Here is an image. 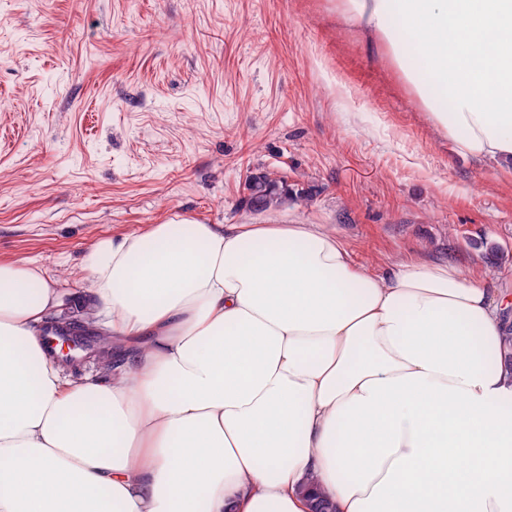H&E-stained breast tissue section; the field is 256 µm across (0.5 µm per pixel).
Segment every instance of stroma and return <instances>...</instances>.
Here are the masks:
<instances>
[{"instance_id": "stroma-1", "label": "stroma", "mask_w": 512, "mask_h": 512, "mask_svg": "<svg viewBox=\"0 0 512 512\" xmlns=\"http://www.w3.org/2000/svg\"><path fill=\"white\" fill-rule=\"evenodd\" d=\"M0 101V258L68 322L90 248L184 219L327 224L372 273L424 255L512 292V179L436 136L335 0H0ZM273 172L288 200L254 210Z\"/></svg>"}]
</instances>
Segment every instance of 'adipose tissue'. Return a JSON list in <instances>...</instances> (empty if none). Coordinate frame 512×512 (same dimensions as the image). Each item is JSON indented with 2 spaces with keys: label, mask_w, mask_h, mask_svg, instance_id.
<instances>
[{
  "label": "adipose tissue",
  "mask_w": 512,
  "mask_h": 512,
  "mask_svg": "<svg viewBox=\"0 0 512 512\" xmlns=\"http://www.w3.org/2000/svg\"><path fill=\"white\" fill-rule=\"evenodd\" d=\"M439 137L512 176V0H336ZM111 369L0 260V512H512V296L367 271L326 224H152L84 257Z\"/></svg>",
  "instance_id": "ef3b65f1"
}]
</instances>
